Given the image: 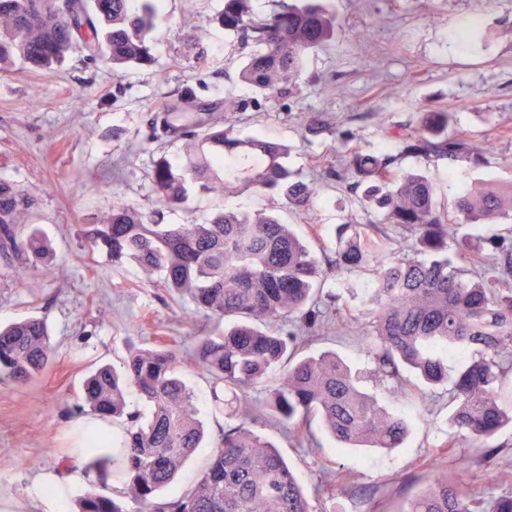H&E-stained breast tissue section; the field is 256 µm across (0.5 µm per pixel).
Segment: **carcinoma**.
<instances>
[{"mask_svg": "<svg viewBox=\"0 0 512 512\" xmlns=\"http://www.w3.org/2000/svg\"><path fill=\"white\" fill-rule=\"evenodd\" d=\"M153 0H0V72L19 59L49 71L71 52L84 61L150 66L149 35L156 29ZM216 21L240 35L251 52L238 80L263 96L288 91L305 58L334 38L337 17L318 5L280 3L263 15L252 0H224ZM207 30L184 37L197 60ZM242 110L233 97L206 104L191 89L166 97L164 111L148 139L169 137L182 143L176 163L161 157L152 186L162 208L182 205L189 185L220 193L276 191L298 214L310 210L319 179H305L285 164L286 146L243 136L224 121V113ZM449 114L427 112L413 132L391 135L395 154L354 148L327 176L369 185L392 182L395 188L375 199L382 223L416 237L419 260L378 224L339 225L335 259L324 268L307 244L278 217L222 210L204 224H162L160 211L141 212L120 198L104 224L85 230L89 246L114 263L135 262L146 274L158 273L165 288L192 299L215 329L194 337V362L213 379L211 402L224 411V396L239 401L211 447L206 468L189 491L165 498L170 485L204 447L194 393L178 374L175 350H137L122 371L101 365L84 380L79 411L123 418L122 491L110 496L104 477L88 490L75 512H313L288 463L276 447L258 435L256 425L283 430L297 445L315 440L317 420L339 448H398L411 431L415 401L406 390L413 372L434 387L448 386L450 437L434 452L428 486L400 512H512V493L487 505L471 489L448 479V455L466 469L473 457L493 458L487 442L512 427V409L500 404L503 385L512 378V237H461L458 226L512 221V191L488 183L442 200L438 186L417 172H401L405 156L428 162L460 160L483 165L484 148L471 138L447 133ZM35 196L0 182V255L13 260L14 278H25L49 254L36 230L18 229L32 213ZM455 217H450V214ZM366 271L369 278L348 281L342 292L324 293L333 269ZM368 319L365 345L373 353L376 382L408 403L406 409L381 406L361 384V376L331 352L304 355L309 338L327 331L331 318L320 309L343 296ZM44 320L31 317L0 327V383H32L54 363ZM278 377L263 408L250 405L246 393ZM149 415L129 409L130 390ZM481 443L472 453L457 452L456 436ZM340 474L315 489L334 498L347 493Z\"/></svg>", "mask_w": 512, "mask_h": 512, "instance_id": "obj_1", "label": "carcinoma"}]
</instances>
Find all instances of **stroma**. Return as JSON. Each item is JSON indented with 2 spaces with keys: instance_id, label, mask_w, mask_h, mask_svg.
<instances>
[{
  "instance_id": "stroma-1",
  "label": "stroma",
  "mask_w": 512,
  "mask_h": 512,
  "mask_svg": "<svg viewBox=\"0 0 512 512\" xmlns=\"http://www.w3.org/2000/svg\"><path fill=\"white\" fill-rule=\"evenodd\" d=\"M340 27L322 50L310 54L297 84L283 96L258 100L237 80L247 53L215 18L224 0H162L152 33L154 63L114 72L69 55L54 72L15 62L0 73V181L38 198L31 217L53 256L31 278L14 282L0 257V323L45 318L56 351L53 367L26 386L0 383V497L27 500L36 473L70 471L75 403L92 364L121 365L130 348L178 347L187 359L182 377L198 398L210 441L231 423L232 406L216 414L212 380L189 361L194 336L213 322L189 297L171 299L160 277L133 264L115 265L90 248L84 231L102 222L114 196L131 206L155 209L152 171L159 157L177 160L180 143H145L152 117L169 92L191 88L204 98L234 94L248 108L232 115L238 130L289 147L288 166L304 178L338 166L344 152L337 130L350 131L351 146L395 151L384 130L415 128L422 113L446 112L448 131L483 141L485 162L400 161L418 170L447 197L483 182L512 188V0H318ZM207 29L206 63L184 49L188 26ZM477 26L479 38L469 28ZM326 125L308 130L312 116ZM228 209L278 214L311 242L319 258L336 249L339 224H372L380 214L364 200L363 187L329 181L306 215L290 212L276 194L236 195L190 189L184 207L164 210V224H202ZM364 318L313 339L309 352L333 350L358 367H372L362 350ZM448 394L437 389L418 402V415L403 447L337 450L321 426L315 445L295 446L280 430L259 427L313 493L326 471L338 470L347 497L316 500L317 512H398L424 487L434 448L448 436ZM498 455L468 471L450 469L483 499L512 489V429L492 442Z\"/></svg>"
}]
</instances>
